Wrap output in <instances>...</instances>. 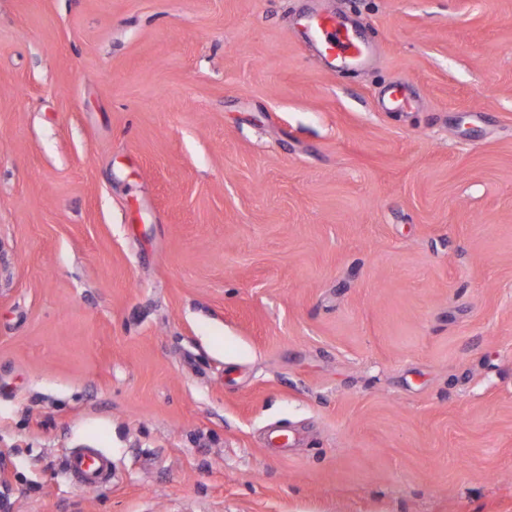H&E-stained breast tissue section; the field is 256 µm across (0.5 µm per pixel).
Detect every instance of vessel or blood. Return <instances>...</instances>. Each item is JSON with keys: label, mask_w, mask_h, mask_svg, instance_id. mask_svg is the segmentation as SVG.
I'll use <instances>...</instances> for the list:
<instances>
[{"label": "vessel or blood", "mask_w": 512, "mask_h": 512, "mask_svg": "<svg viewBox=\"0 0 512 512\" xmlns=\"http://www.w3.org/2000/svg\"><path fill=\"white\" fill-rule=\"evenodd\" d=\"M301 31L314 40L327 65L334 70H353L365 67L373 46L361 33L358 20L348 14L320 12L306 15ZM412 99L406 85H392L385 93L381 107L400 110L409 107ZM68 473L80 486L96 488L112 479V458L99 448H78L67 460Z\"/></svg>", "instance_id": "obj_1"}]
</instances>
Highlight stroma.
<instances>
[{"instance_id": "stroma-1", "label": "stroma", "mask_w": 512, "mask_h": 512, "mask_svg": "<svg viewBox=\"0 0 512 512\" xmlns=\"http://www.w3.org/2000/svg\"><path fill=\"white\" fill-rule=\"evenodd\" d=\"M0 512H512V0H0ZM300 28L318 44L322 58L332 70L365 67L372 56L373 46L362 35L360 24L352 15L312 13L302 19ZM412 99L404 84L392 85L385 93L381 108L382 110H400L409 107ZM68 473L84 488L112 481V457L101 448H77L66 460Z\"/></svg>"}]
</instances>
